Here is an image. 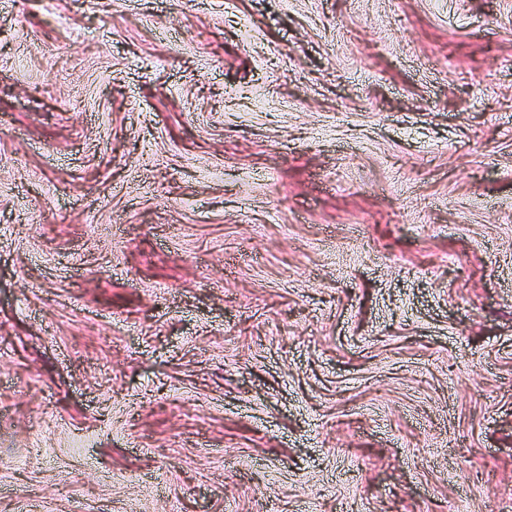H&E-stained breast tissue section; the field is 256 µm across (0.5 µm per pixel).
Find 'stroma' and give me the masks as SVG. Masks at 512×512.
I'll use <instances>...</instances> for the list:
<instances>
[{"label": "stroma", "mask_w": 512, "mask_h": 512, "mask_svg": "<svg viewBox=\"0 0 512 512\" xmlns=\"http://www.w3.org/2000/svg\"><path fill=\"white\" fill-rule=\"evenodd\" d=\"M512 512V0H0V512Z\"/></svg>", "instance_id": "stroma-1"}]
</instances>
